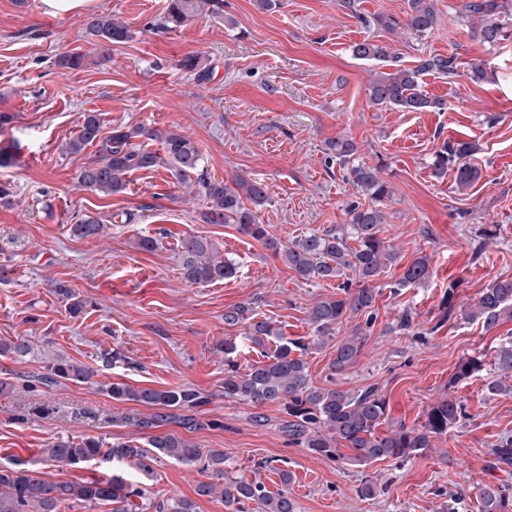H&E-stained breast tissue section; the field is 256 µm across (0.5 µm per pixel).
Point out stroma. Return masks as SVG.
I'll use <instances>...</instances> for the list:
<instances>
[{"label": "stroma", "instance_id": "stroma-1", "mask_svg": "<svg viewBox=\"0 0 512 512\" xmlns=\"http://www.w3.org/2000/svg\"><path fill=\"white\" fill-rule=\"evenodd\" d=\"M268 10L260 0H224L222 15L201 14L181 29L154 28L167 0H96L95 13L124 22L133 37L109 47L108 61L86 32V13L45 14L41 0H0V113L12 115L0 128V147L12 146L14 164L0 167L8 200L0 202V343L26 337L32 352L19 359L0 353V464L39 463L40 451L61 439L96 438L107 444L145 447L150 433L137 422L150 408L118 402L104 384L191 387L202 397L193 414L197 428L171 422L166 433L200 448L224 450V469L235 478L287 486L297 512H448L450 494L463 497L458 512H480L487 484L512 487V467L492 468L491 447L512 436V396H489L493 355L512 322L486 330L481 322H440L448 290L457 305L473 304L498 278L512 279V34L482 43L464 14L466 0H437L438 21L422 36L381 29L377 15L407 16V0H279ZM388 46L398 64L415 66L429 54L455 56L458 75L428 74L423 89L444 101L441 111L381 109L369 100L377 64L356 59L363 39ZM84 53L91 63L59 68L60 56ZM188 56L209 67L205 82L181 69ZM486 63L474 80L472 62ZM100 114L104 131L142 125L178 129L196 141L203 173L212 180L242 176L265 186L259 220L271 236L288 243L313 230L347 223L358 194L326 155L328 141L346 137L392 189L383 203L382 235L397 252L374 281L376 302L337 330L366 332L358 361L339 374L329 365L335 340L315 346L307 310L337 292V280L296 277L272 250L233 224H207L203 196L187 193L162 166L132 172L125 192L104 195L76 184V175L96 156L95 147L66 150L86 113ZM466 141L477 181L455 190L454 173L431 166L443 142ZM102 220L94 238L70 231L75 216ZM496 236L481 257L473 252L483 230ZM210 238L237 272L221 282L198 285L181 273L177 243L182 235ZM157 238L154 251L134 246ZM431 258L424 284L398 287L419 256ZM66 282L91 307L72 314L53 285ZM248 306L255 319L272 322L291 339L309 342L306 361L316 386L357 391L378 388L389 418L420 425L426 410L444 396L463 406L464 416L435 447L405 461L356 467L333 461L290 441L287 419L276 404L254 407L224 397V355L219 342L235 340L240 369L259 361L243 326L224 322V311ZM413 314L405 330L403 311ZM120 361L105 366L104 353ZM97 369L98 386L63 380L36 383L54 356ZM479 356L484 370L453 382L457 364ZM52 481H78L112 473L143 490L144 504L173 497L194 501L196 512H229L217 497H200L207 475L199 466L159 458L151 472L129 463L97 459L82 469H45ZM382 491L359 496L366 480Z\"/></svg>", "mask_w": 512, "mask_h": 512}]
</instances>
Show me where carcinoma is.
Listing matches in <instances>:
<instances>
[{
    "mask_svg": "<svg viewBox=\"0 0 512 512\" xmlns=\"http://www.w3.org/2000/svg\"><path fill=\"white\" fill-rule=\"evenodd\" d=\"M436 0H409L405 24L384 15L381 27L395 32L402 29L422 35L437 23ZM509 7L508 0H467L464 11L478 18L481 41L493 46L504 37L500 16ZM223 0H168L164 15L157 23L160 30L181 28L202 14H220ZM88 34L101 44L123 43L131 38L130 29L109 14H92L86 24ZM355 58L384 61L389 51L368 40L352 47ZM435 72L451 78L457 75L455 57L431 55L418 60L414 67L399 68L393 72H377L369 84V99L375 106L389 107L404 112L443 110L442 100L427 96L422 90V76ZM146 138L161 143L164 155L142 148L136 139ZM97 145V157L83 167L76 176L79 186L113 195L124 192L128 175L136 170L164 166L171 171L177 183L185 188L198 184V193L207 201L200 219L206 224H235L251 238L263 243L274 255L302 280H329L352 272L353 279L338 285L340 293L320 298L308 309L307 321L319 341L331 338L343 321L371 309L376 300L371 282L384 272L396 258V252L380 236L386 213L379 203L390 197L391 187L380 177L379 167L367 164L357 157L355 142L336 138L328 144L329 158L346 172L359 195L367 202L354 201L347 210L349 221L338 228L311 231L285 245L270 237L266 225L260 223L255 208L263 205L266 192L263 184L238 176L231 182L211 181L193 175L203 161L201 149L193 139L177 129L158 131L139 125L127 129L118 127L102 136L99 115L89 112L84 116L79 131L69 141L67 149L78 153L86 146ZM475 147L466 142H445L435 154L434 172L438 175L456 170L455 183L460 191L468 190L478 178V170L470 162ZM253 207H248V204ZM103 230L101 221L84 214L71 225V233L78 238H93ZM354 241L350 246L348 241ZM181 271L192 284L207 285L231 277L236 265L221 254L214 242L206 236L187 235L179 243ZM430 278V257L416 258L404 271L400 280L403 287L418 285ZM58 294L70 301L69 309L77 314L86 306L65 285L56 284ZM464 318L478 320L488 330L512 322V279H499L484 288L477 300L462 312ZM224 323L245 328V337L262 349L267 361L240 371L232 359L234 344L224 340V398L241 401L255 407L276 403L288 415L286 429L291 441L328 459L354 466H368L391 458L407 459L433 447L436 437L448 433L463 413V406L455 399L445 397L425 412L426 420L418 427L401 423L380 434L378 427L385 421L386 400L375 388L351 393L337 388L314 385L305 359L309 344L302 340H288L282 330L264 320L248 315V307L235 305L224 311ZM366 335L359 329L336 342V355L329 370L336 375L354 364L362 354ZM32 351L29 341L19 338L0 344V352L26 357ZM484 369L479 356H469L459 362L454 381L468 379ZM496 376L487 385L492 396L512 395V337L499 346L495 355ZM97 370L57 356L43 366L37 382L53 386L59 380L96 384ZM106 391L116 401H130L154 409V413L138 420L142 429L158 428L179 419L192 423L183 415L201 404L198 391L190 387L158 389L134 387L125 382H112ZM153 451L134 448L129 444H113L103 448L95 438L78 441L59 440L41 449L42 462L80 468L104 455L118 462L130 461L145 471L157 457H169L185 465L205 460L208 480L196 487L199 496H217L224 505L243 506L254 503L258 512H296V504L287 490L276 494L268 492L260 481L232 478L224 471V451L213 449L202 453L192 442L172 433L155 435L148 440ZM350 450L349 454L340 447ZM492 455L498 465L512 466V437H502L492 445ZM130 490L118 475H105L76 481H50L41 468L22 462L0 466V512H60L68 502L104 507L106 512H127ZM481 512H512V489L506 485H488L480 493ZM159 512H196L194 502L187 498H173L159 506Z\"/></svg>",
    "mask_w": 512,
    "mask_h": 512,
    "instance_id": "1",
    "label": "carcinoma"
}]
</instances>
